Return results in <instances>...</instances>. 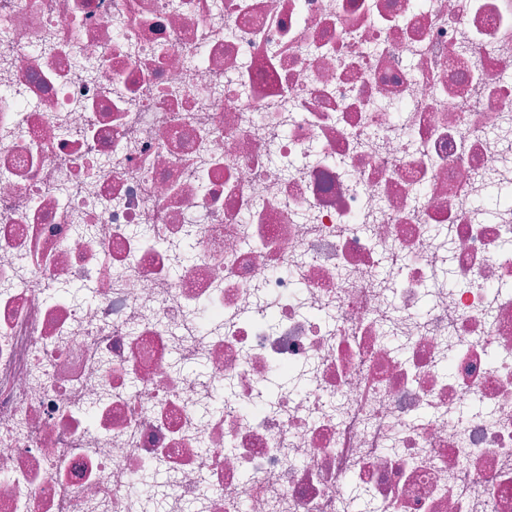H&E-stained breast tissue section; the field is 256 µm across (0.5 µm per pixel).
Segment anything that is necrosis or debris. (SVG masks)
<instances>
[{
	"instance_id": "necrosis-or-debris-1",
	"label": "necrosis or debris",
	"mask_w": 512,
	"mask_h": 512,
	"mask_svg": "<svg viewBox=\"0 0 512 512\" xmlns=\"http://www.w3.org/2000/svg\"><path fill=\"white\" fill-rule=\"evenodd\" d=\"M495 187L512 0H0V512H512Z\"/></svg>"
}]
</instances>
